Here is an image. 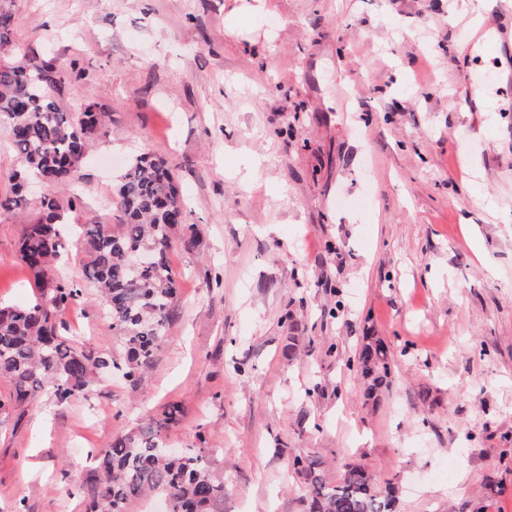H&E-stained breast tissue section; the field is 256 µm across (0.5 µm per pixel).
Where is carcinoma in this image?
Wrapping results in <instances>:
<instances>
[{"label":"carcinoma","instance_id":"cac0c4a2","mask_svg":"<svg viewBox=\"0 0 512 512\" xmlns=\"http://www.w3.org/2000/svg\"><path fill=\"white\" fill-rule=\"evenodd\" d=\"M0 0V52L13 50L14 15ZM65 78L50 63L18 54L0 61V125L5 126L21 170L0 209L22 210L31 183L66 185L89 150V135L108 115L87 107L64 111L56 99ZM113 203L120 223L94 216L78 232L85 280L112 321L123 358L94 356L58 334L60 316L84 296V287L54 274L67 250L63 206L41 202L40 216L23 225L19 258L30 275L34 299L25 306L0 305V381L11 386L0 411L32 403L42 395L63 404L87 391L101 370L116 369L136 384L176 312V276L168 252L199 247L197 232L182 237L183 196L172 171L148 154L134 158L117 176ZM356 371L367 396L377 400L389 373L385 345L363 346ZM96 476L90 512H128V505L152 492L166 495V512H215L224 500V481L203 451H172L149 427L117 435L93 456ZM289 465L304 478L307 512H395V491L374 483L360 464H348L336 483L322 475V463L295 455Z\"/></svg>","mask_w":512,"mask_h":512}]
</instances>
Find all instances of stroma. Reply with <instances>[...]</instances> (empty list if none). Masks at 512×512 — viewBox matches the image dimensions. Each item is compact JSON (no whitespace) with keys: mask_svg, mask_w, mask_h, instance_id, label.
I'll list each match as a JSON object with an SVG mask.
<instances>
[{"mask_svg":"<svg viewBox=\"0 0 512 512\" xmlns=\"http://www.w3.org/2000/svg\"><path fill=\"white\" fill-rule=\"evenodd\" d=\"M476 0H12L13 39L62 71L65 111L107 113L70 190L0 210V302L42 199L116 223V168L174 171L200 246L144 379L0 411V512H87L91 449L149 426L205 446L224 512H306L289 456L367 466L398 512H512V96L472 82ZM63 337L122 351L94 296ZM392 355L378 404L354 361ZM181 411L169 423V405Z\"/></svg>","mask_w":512,"mask_h":512,"instance_id":"stroma-1","label":"stroma"}]
</instances>
